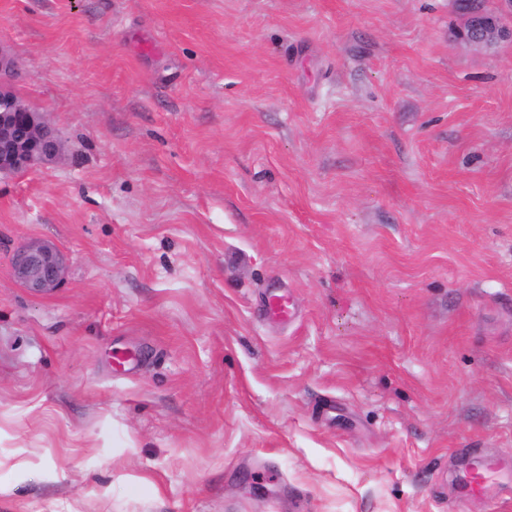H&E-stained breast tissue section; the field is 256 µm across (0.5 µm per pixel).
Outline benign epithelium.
<instances>
[{
    "instance_id": "1",
    "label": "benign epithelium",
    "mask_w": 512,
    "mask_h": 512,
    "mask_svg": "<svg viewBox=\"0 0 512 512\" xmlns=\"http://www.w3.org/2000/svg\"><path fill=\"white\" fill-rule=\"evenodd\" d=\"M464 25L470 36L462 42L468 45L483 47L512 40V27L479 7L465 12ZM61 152V141L42 115L0 84V175L24 171L38 162L57 158ZM11 271L16 282L29 292L45 295L62 285L68 265L64 254L53 244L34 240L14 252Z\"/></svg>"
}]
</instances>
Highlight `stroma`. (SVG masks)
<instances>
[{
    "mask_svg": "<svg viewBox=\"0 0 512 512\" xmlns=\"http://www.w3.org/2000/svg\"><path fill=\"white\" fill-rule=\"evenodd\" d=\"M462 23L0 0L63 144L0 177V512H512V40ZM474 450L503 465L464 499ZM11 271L23 288L36 295H45L62 285L68 265L64 254L53 244L34 240L14 252Z\"/></svg>",
    "mask_w": 512,
    "mask_h": 512,
    "instance_id": "1",
    "label": "stroma"
}]
</instances>
